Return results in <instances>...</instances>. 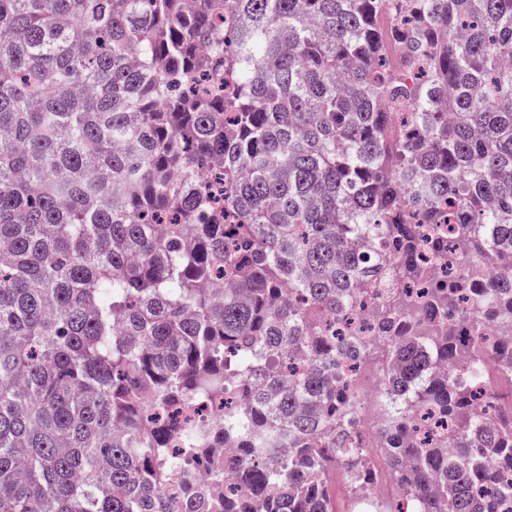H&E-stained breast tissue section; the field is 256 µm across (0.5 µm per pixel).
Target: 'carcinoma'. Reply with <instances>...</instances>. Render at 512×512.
Instances as JSON below:
<instances>
[{
  "mask_svg": "<svg viewBox=\"0 0 512 512\" xmlns=\"http://www.w3.org/2000/svg\"><path fill=\"white\" fill-rule=\"evenodd\" d=\"M508 53L512 0H0V512H336L389 363L379 509L512 512Z\"/></svg>",
  "mask_w": 512,
  "mask_h": 512,
  "instance_id": "1",
  "label": "carcinoma"
}]
</instances>
